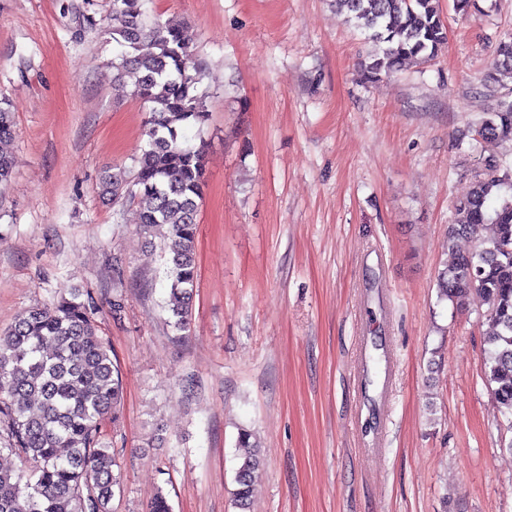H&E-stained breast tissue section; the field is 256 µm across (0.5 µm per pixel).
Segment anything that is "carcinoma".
Listing matches in <instances>:
<instances>
[{
    "label": "carcinoma",
    "instance_id": "1",
    "mask_svg": "<svg viewBox=\"0 0 512 512\" xmlns=\"http://www.w3.org/2000/svg\"><path fill=\"white\" fill-rule=\"evenodd\" d=\"M145 0H112V39L128 51L120 67L135 74L133 93L149 104L146 144L134 179L114 167L102 175L103 194L138 200L140 224L164 240L171 280L172 327L192 322L197 282V211L205 175L201 147L186 145L185 127L205 114L198 84L202 64L182 27L151 17ZM373 45L363 63L373 82L408 61L429 63L448 41L437 0H335ZM493 68L512 72V34L496 49ZM477 135L494 143L512 136V99L504 96ZM468 194L454 203L448 239L470 236L474 248L453 252L437 272L440 297L463 308L476 292L488 304L484 375L500 412L512 424V162L484 158ZM121 376L109 341L100 336L89 293L75 290L23 312L0 336V444L30 463L27 471L0 468V512H111L114 443ZM252 433L243 448L233 505L250 512L254 473L262 465Z\"/></svg>",
    "mask_w": 512,
    "mask_h": 512
}]
</instances>
